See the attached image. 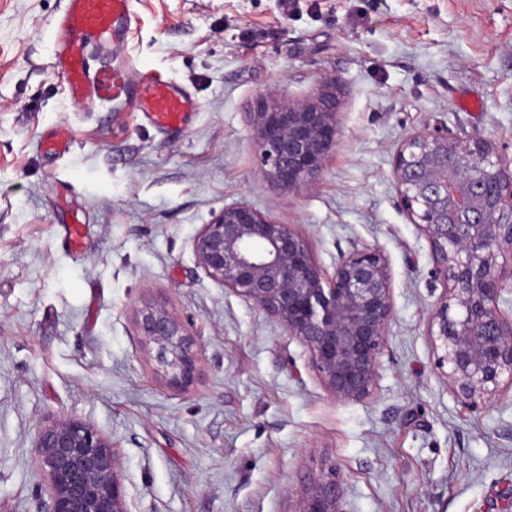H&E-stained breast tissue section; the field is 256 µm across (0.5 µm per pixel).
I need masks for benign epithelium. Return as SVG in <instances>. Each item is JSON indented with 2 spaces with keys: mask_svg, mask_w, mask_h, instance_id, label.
Wrapping results in <instances>:
<instances>
[{
  "mask_svg": "<svg viewBox=\"0 0 512 512\" xmlns=\"http://www.w3.org/2000/svg\"><path fill=\"white\" fill-rule=\"evenodd\" d=\"M338 81L324 76L316 97L284 101L262 94L252 135L266 176L283 192L311 190L338 133ZM393 179L403 209L426 234L435 274L447 283L429 322L441 342L451 391L477 409L512 390V315L498 299L512 288V165L479 137L424 129L397 150ZM205 274L275 318L311 352L326 388L340 401L367 397L392 320L391 273L384 253L355 247L327 274L302 235L246 203L226 206L193 238ZM140 336L157 346L171 385L194 379L197 342L165 306L136 310ZM36 471L44 512H130L112 440L78 418L43 424ZM331 472L310 485L297 512H343Z\"/></svg>",
  "mask_w": 512,
  "mask_h": 512,
  "instance_id": "obj_1",
  "label": "benign epithelium"
}]
</instances>
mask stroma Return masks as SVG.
Wrapping results in <instances>:
<instances>
[{"label":"stroma","instance_id":"obj_1","mask_svg":"<svg viewBox=\"0 0 512 512\" xmlns=\"http://www.w3.org/2000/svg\"><path fill=\"white\" fill-rule=\"evenodd\" d=\"M65 0H0V512H42L39 427L91 422L116 446L132 512H297L335 472L344 512H503L512 502V392L476 410L451 392L429 334L445 283L392 170L410 134L441 127L512 163V0H132L93 68L111 96L72 108L53 68ZM199 108L179 134L122 90L133 72ZM343 89L318 183L281 192L252 137L261 94ZM64 126L67 153L40 137ZM245 202L308 242L319 266L373 247L393 318L369 396L336 400L309 349L211 280L192 240ZM79 213L75 253L59 227ZM164 305L199 350L166 381L135 311Z\"/></svg>","mask_w":512,"mask_h":512}]
</instances>
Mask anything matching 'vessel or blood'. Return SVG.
I'll use <instances>...</instances> for the list:
<instances>
[{"label":"vessel or blood","instance_id":"b4317fda","mask_svg":"<svg viewBox=\"0 0 512 512\" xmlns=\"http://www.w3.org/2000/svg\"><path fill=\"white\" fill-rule=\"evenodd\" d=\"M132 0H66L55 21L54 69L66 83L72 107H87L105 88L100 74L90 72L91 43L112 40L117 24L129 22ZM140 112L157 129L173 133L184 128L195 98L182 87L150 76L129 87Z\"/></svg>","mask_w":512,"mask_h":512}]
</instances>
